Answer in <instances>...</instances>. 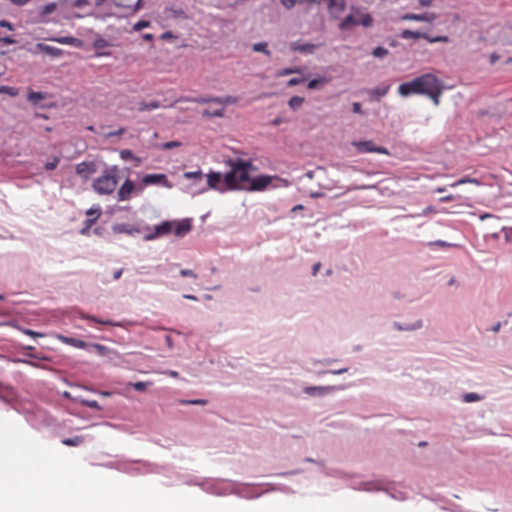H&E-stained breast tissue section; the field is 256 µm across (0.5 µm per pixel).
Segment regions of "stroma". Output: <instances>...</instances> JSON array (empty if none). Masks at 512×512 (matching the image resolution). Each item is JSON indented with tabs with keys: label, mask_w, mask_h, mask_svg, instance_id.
I'll use <instances>...</instances> for the list:
<instances>
[{
	"label": "stroma",
	"mask_w": 512,
	"mask_h": 512,
	"mask_svg": "<svg viewBox=\"0 0 512 512\" xmlns=\"http://www.w3.org/2000/svg\"><path fill=\"white\" fill-rule=\"evenodd\" d=\"M357 39L165 0L84 46L0 23V419L245 512H512V0H376ZM249 163L183 237L81 223L85 160Z\"/></svg>",
	"instance_id": "stroma-1"
}]
</instances>
